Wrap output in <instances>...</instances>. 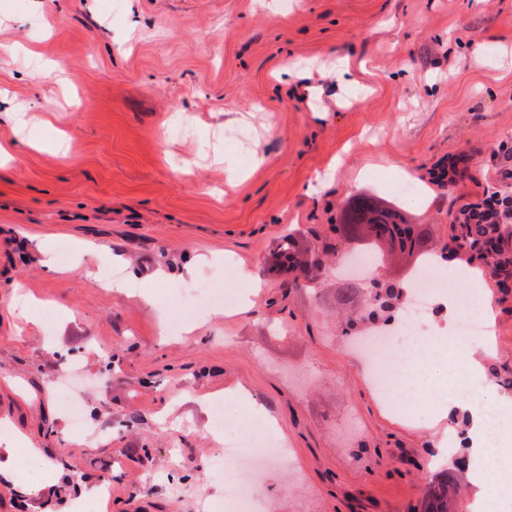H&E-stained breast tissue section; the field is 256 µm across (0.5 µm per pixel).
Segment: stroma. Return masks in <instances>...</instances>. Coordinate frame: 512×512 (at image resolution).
Segmentation results:
<instances>
[{"label": "stroma", "mask_w": 512, "mask_h": 512, "mask_svg": "<svg viewBox=\"0 0 512 512\" xmlns=\"http://www.w3.org/2000/svg\"><path fill=\"white\" fill-rule=\"evenodd\" d=\"M17 107L25 126L5 118ZM508 140L512 0H0V467L24 461L15 429L62 472L24 494L1 479L0 512H220L232 485L210 474L223 445L199 400L240 383L296 464L266 470L257 512H413L437 440L467 457L466 427L433 391L416 423L388 416L346 352L341 202L392 201L436 249L512 167ZM287 233L324 267L300 288L275 273ZM201 254L215 264L188 277ZM228 256L261 284L248 311L224 303L246 286ZM88 261L127 289L85 278ZM481 287L494 354H469L512 397V288ZM64 378L84 426L47 394ZM203 482L220 494L200 499Z\"/></svg>", "instance_id": "35a3bbf8"}]
</instances>
